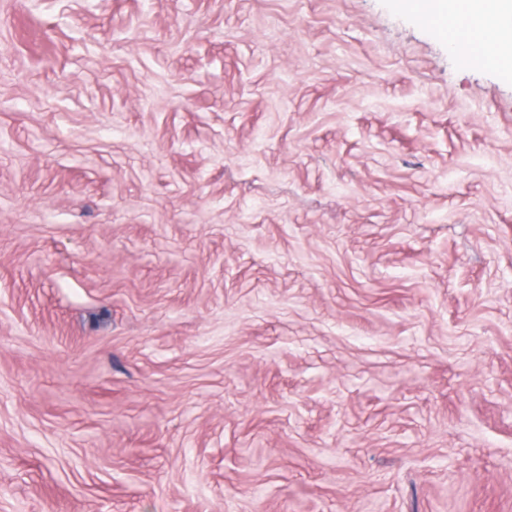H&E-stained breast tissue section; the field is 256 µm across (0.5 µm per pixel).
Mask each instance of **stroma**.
I'll use <instances>...</instances> for the list:
<instances>
[{
    "label": "stroma",
    "mask_w": 512,
    "mask_h": 512,
    "mask_svg": "<svg viewBox=\"0 0 512 512\" xmlns=\"http://www.w3.org/2000/svg\"><path fill=\"white\" fill-rule=\"evenodd\" d=\"M512 512V76L395 0H0V512Z\"/></svg>",
    "instance_id": "1"
}]
</instances>
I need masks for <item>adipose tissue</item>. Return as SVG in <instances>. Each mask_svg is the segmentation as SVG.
I'll use <instances>...</instances> for the list:
<instances>
[{
	"instance_id": "ef3b65f1",
	"label": "adipose tissue",
	"mask_w": 512,
	"mask_h": 512,
	"mask_svg": "<svg viewBox=\"0 0 512 512\" xmlns=\"http://www.w3.org/2000/svg\"><path fill=\"white\" fill-rule=\"evenodd\" d=\"M398 5L433 21L456 51L512 69V0H398Z\"/></svg>"
}]
</instances>
